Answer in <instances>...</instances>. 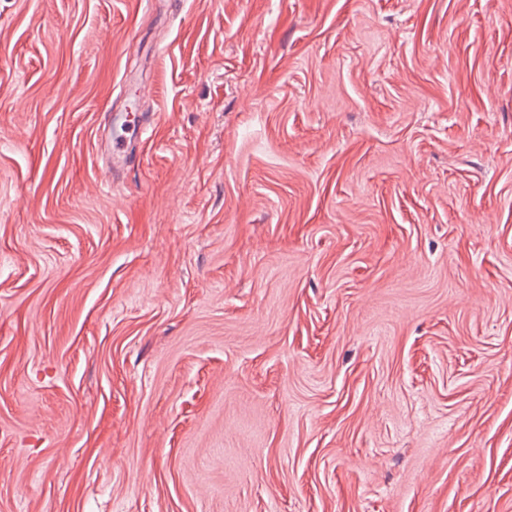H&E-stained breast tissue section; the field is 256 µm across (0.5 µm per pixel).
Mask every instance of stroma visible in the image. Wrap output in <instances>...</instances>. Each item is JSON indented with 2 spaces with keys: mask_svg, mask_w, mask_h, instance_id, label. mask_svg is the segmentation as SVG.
I'll return each mask as SVG.
<instances>
[{
  "mask_svg": "<svg viewBox=\"0 0 512 512\" xmlns=\"http://www.w3.org/2000/svg\"><path fill=\"white\" fill-rule=\"evenodd\" d=\"M171 3L0 0V512H512V0ZM147 126L140 113L132 112L126 106L115 118V131L107 139L105 149L112 157L115 165L124 162L130 149L136 143L143 142Z\"/></svg>",
  "mask_w": 512,
  "mask_h": 512,
  "instance_id": "35a3bbf8",
  "label": "stroma"
}]
</instances>
